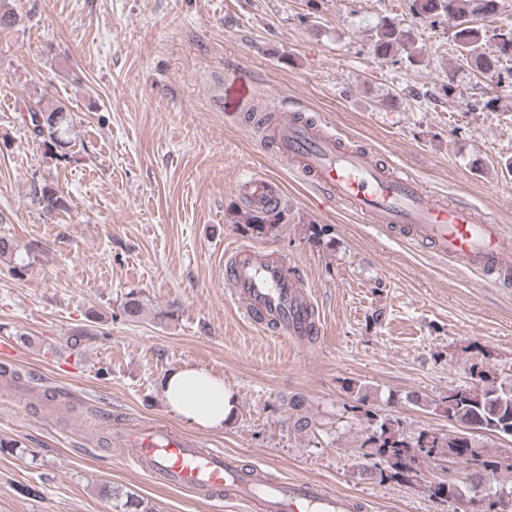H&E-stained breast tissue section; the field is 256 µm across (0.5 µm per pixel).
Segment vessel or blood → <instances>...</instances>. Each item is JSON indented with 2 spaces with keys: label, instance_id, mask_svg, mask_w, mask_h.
Listing matches in <instances>:
<instances>
[{
  "label": "vessel or blood",
  "instance_id": "1",
  "mask_svg": "<svg viewBox=\"0 0 512 512\" xmlns=\"http://www.w3.org/2000/svg\"><path fill=\"white\" fill-rule=\"evenodd\" d=\"M255 96L251 82L224 90V107L237 112ZM278 154L309 178L324 199L341 203L369 223L431 249L498 286L512 284V238L473 204L429 190L413 175L383 164L368 149L346 147L320 123L289 116L272 122ZM253 207L275 205L269 179L247 180ZM224 279L244 316L264 331L303 339L318 330L315 303L285 259L241 245L224 263ZM134 468L169 488L219 499L231 495L256 512H355L351 497L310 480L268 481L236 464L222 449L168 426L137 427L117 438Z\"/></svg>",
  "mask_w": 512,
  "mask_h": 512
}]
</instances>
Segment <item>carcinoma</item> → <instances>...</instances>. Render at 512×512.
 Here are the masks:
<instances>
[{
    "mask_svg": "<svg viewBox=\"0 0 512 512\" xmlns=\"http://www.w3.org/2000/svg\"><path fill=\"white\" fill-rule=\"evenodd\" d=\"M417 15L424 20L435 22L446 17L452 22V39L457 46L459 66L484 75H494L500 66L501 59H512V27L498 34L495 45L488 47L480 26L475 24L478 17H496L501 13V0H414ZM415 35L392 19L381 22L372 44L374 57L386 59L394 51L409 48L407 59L418 60L422 52L413 49ZM24 110L31 121L32 133L42 139V143L50 151V155L62 159L67 155L71 143L70 115L66 107L60 103L45 104L43 100H33L24 104ZM35 200L47 211L65 208V203L58 191L51 185L43 184L34 193ZM234 223L246 224L258 235L267 234L276 228L282 220V211L276 208L248 209L233 216ZM142 311L140 299L129 294L122 304V314L129 321L139 318ZM434 410L445 414L448 420L459 426L468 425L481 419L485 421L484 430L491 435H505L512 431V387L509 389L495 383L486 384L473 397L454 392L442 403H431ZM465 432L460 431L448 437H429L421 432L408 441L395 430L380 426V434L368 438V442L376 448V454L385 457L388 469L379 470L380 476L411 478L417 475L421 464L438 459V455L452 450L456 457L463 458L472 466V473H493L498 470L500 462L489 456L480 454L473 456L463 449L470 447L464 439ZM100 493L115 501V512H152L144 499L133 494H123L104 485Z\"/></svg>",
    "mask_w": 512,
    "mask_h": 512,
    "instance_id": "obj_1",
    "label": "carcinoma"
}]
</instances>
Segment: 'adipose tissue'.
<instances>
[{"instance_id": "1", "label": "adipose tissue", "mask_w": 512, "mask_h": 512, "mask_svg": "<svg viewBox=\"0 0 512 512\" xmlns=\"http://www.w3.org/2000/svg\"><path fill=\"white\" fill-rule=\"evenodd\" d=\"M162 392L174 414L201 429L223 430L234 405L223 379L195 367L172 370L162 383Z\"/></svg>"}]
</instances>
